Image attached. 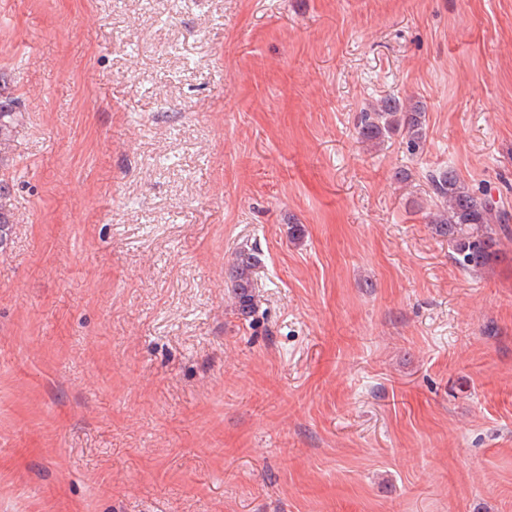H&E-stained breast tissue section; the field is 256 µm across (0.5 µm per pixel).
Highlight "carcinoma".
<instances>
[{
    "label": "carcinoma",
    "instance_id": "obj_1",
    "mask_svg": "<svg viewBox=\"0 0 512 512\" xmlns=\"http://www.w3.org/2000/svg\"><path fill=\"white\" fill-rule=\"evenodd\" d=\"M22 112L20 103L10 91L4 73H0V249L7 246L10 224L13 223L11 203L13 184L4 174L12 165L8 149L14 141ZM358 139L364 143H383L399 136L409 150L416 151L426 141V112L421 101L385 96L360 113L357 121ZM432 209L429 224L432 232L448 238L453 259L463 269L476 271L497 261L502 239L512 237V209L503 200L478 193L466 186L458 171L450 166L429 174ZM257 256L241 250L231 264L229 281L236 307L244 315L253 307V269Z\"/></svg>",
    "mask_w": 512,
    "mask_h": 512
}]
</instances>
